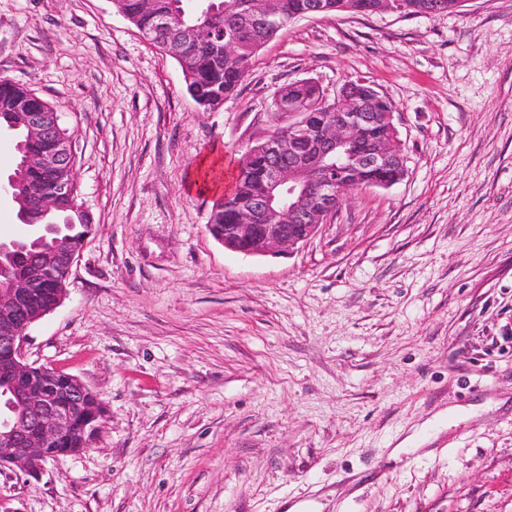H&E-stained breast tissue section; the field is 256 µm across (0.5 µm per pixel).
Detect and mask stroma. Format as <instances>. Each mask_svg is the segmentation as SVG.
Wrapping results in <instances>:
<instances>
[{"mask_svg": "<svg viewBox=\"0 0 512 512\" xmlns=\"http://www.w3.org/2000/svg\"><path fill=\"white\" fill-rule=\"evenodd\" d=\"M0 76L73 133L91 219L25 351L106 407L0 512H512V0L294 20L214 112L112 0H0ZM304 79L374 87L407 174L226 250L212 202Z\"/></svg>", "mask_w": 512, "mask_h": 512, "instance_id": "35a3bbf8", "label": "stroma"}]
</instances>
